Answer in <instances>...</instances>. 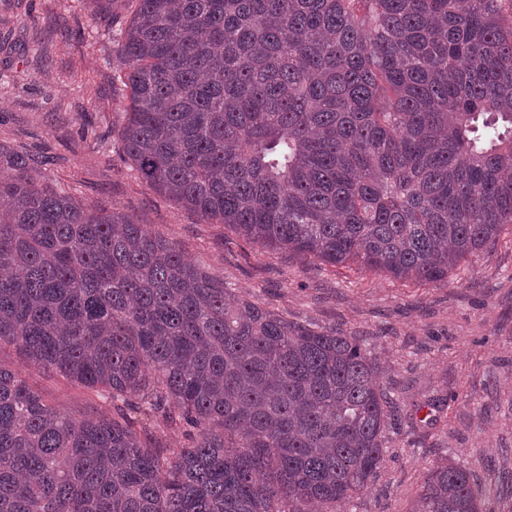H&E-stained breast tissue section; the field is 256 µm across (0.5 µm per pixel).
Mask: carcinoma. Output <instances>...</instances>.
<instances>
[{
    "instance_id": "carcinoma-1",
    "label": "carcinoma",
    "mask_w": 512,
    "mask_h": 512,
    "mask_svg": "<svg viewBox=\"0 0 512 512\" xmlns=\"http://www.w3.org/2000/svg\"><path fill=\"white\" fill-rule=\"evenodd\" d=\"M123 152L262 247L448 280L512 224V0H136ZM0 144V512H309L367 491L391 416L352 336L230 296ZM184 427L173 448L139 424ZM410 512H483L440 463ZM0 359L13 365L32 385L76 413L85 412L89 406L94 405L85 390L71 385L52 373L34 369L23 362L16 354L15 349L8 344H2Z\"/></svg>"
}]
</instances>
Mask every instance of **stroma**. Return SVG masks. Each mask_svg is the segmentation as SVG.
<instances>
[{
    "label": "stroma",
    "mask_w": 512,
    "mask_h": 512,
    "mask_svg": "<svg viewBox=\"0 0 512 512\" xmlns=\"http://www.w3.org/2000/svg\"><path fill=\"white\" fill-rule=\"evenodd\" d=\"M135 0L93 17L85 0H0V144L46 156L42 180L85 206L131 217L175 242L225 286L289 321L355 337L392 401L385 462L343 512H409L442 461L471 470L486 512H512V229L447 281L402 280L356 263L270 250L148 186L126 160V89L112 35ZM0 361L72 411L85 390L23 362Z\"/></svg>",
    "instance_id": "obj_1"
}]
</instances>
